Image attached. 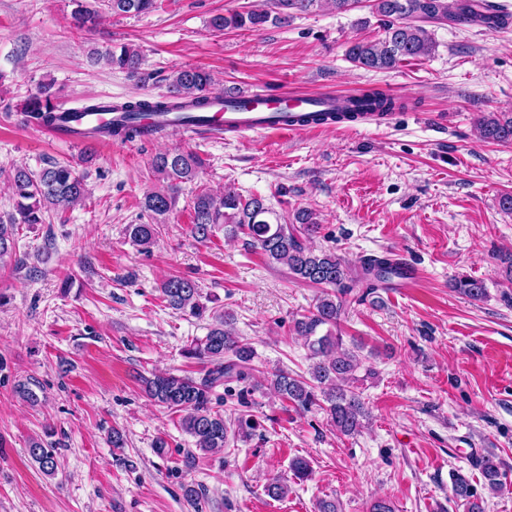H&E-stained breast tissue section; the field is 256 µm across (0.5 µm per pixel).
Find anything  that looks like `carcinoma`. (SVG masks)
<instances>
[{
	"instance_id": "1",
	"label": "carcinoma",
	"mask_w": 512,
	"mask_h": 512,
	"mask_svg": "<svg viewBox=\"0 0 512 512\" xmlns=\"http://www.w3.org/2000/svg\"><path fill=\"white\" fill-rule=\"evenodd\" d=\"M113 15H142L155 10L157 0H73L72 15L75 26L84 28L97 23L101 11L99 2ZM360 0H271V8H252L216 15L209 21L214 32L225 30L260 31L267 25H278L295 14L309 13L325 6L336 12L358 8ZM372 12L382 17V37L375 40H357L350 43L346 55L355 66L368 70H391L408 59L424 58L435 50L428 23L451 22L469 25L478 20L491 28L506 24L508 14L486 0H371ZM101 59L112 68L132 76L138 74L141 56L137 49L123 45L109 49ZM214 76L199 67H183L173 72L169 82L170 96L161 100L139 99L116 105L93 103L83 106L87 112L120 111L142 116L151 112H168L202 104V96L209 93ZM51 87L43 86L28 97L21 112L38 124H52L56 120V105L52 102ZM396 102L386 94L368 89L350 106L336 109L346 116L357 112H391ZM479 137L498 143L512 142V113L489 112L477 120ZM103 136L132 139L138 134L135 125L100 128ZM201 159L180 151L157 154L152 163L156 174L166 185L144 195L142 208L148 218L143 224H129L126 235L130 242L148 251L160 233L161 224L176 204L180 184L199 176ZM10 189L16 204L18 223L42 224L45 215L60 208L82 203L88 197L87 184L73 165L54 162L38 173L23 165L11 170ZM191 234L198 241L211 240L217 229L224 226L228 232L249 238V245L260 249L268 259L283 263L293 277L301 282L323 288L313 308L292 319L293 335L302 339L309 350L312 364L309 376L291 375L278 370L260 381L252 365L255 351L251 343L234 335L229 321L220 316L206 336L195 339L184 353L204 364L200 378L158 373L145 380V392L158 404L179 414V426L195 441L203 454L223 451L229 437L248 439L257 429L249 414L237 417L235 428L224 421V413L214 409L220 402L216 389L224 382L235 380L244 384L240 390V404L247 406L246 395L267 385L281 399L292 403L300 411L313 407L323 410L336 431L346 437L359 432L365 415V402L353 386L356 372L362 366L360 346H343L339 320L345 305V296L353 286L349 267L330 249L316 250L305 240L317 234L320 225L313 214L301 210L294 224H272L266 216L272 213L262 196L241 198L233 192L199 191L192 201ZM15 250V224H0V263L12 260ZM397 274L388 258L369 259L365 265L366 285ZM456 290L472 300L487 295L483 281L463 277L455 280ZM166 304L183 313L200 317L198 286L190 278L173 276L160 285ZM57 443L34 440L27 448L28 456L46 475L55 474ZM484 487L497 492L503 487L504 472L492 455L480 463ZM453 497L466 507L467 512H486L483 497L477 493L468 476L452 474Z\"/></svg>"
}]
</instances>
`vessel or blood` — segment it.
I'll list each match as a JSON object with an SVG mask.
<instances>
[{
  "label": "vessel or blood",
  "instance_id": "b4317fda",
  "mask_svg": "<svg viewBox=\"0 0 512 512\" xmlns=\"http://www.w3.org/2000/svg\"><path fill=\"white\" fill-rule=\"evenodd\" d=\"M209 107L203 112H167L139 118L138 124L147 130L148 140L163 137L168 130L182 129L198 137L217 132L237 134L261 133L290 138L336 126L334 118H323V111L344 105L346 95L319 92L284 91L275 96L254 92L227 96L212 93ZM121 113L61 112L55 123L47 128L54 141L79 146L93 141L99 125L120 122Z\"/></svg>",
  "mask_w": 512,
  "mask_h": 512
}]
</instances>
